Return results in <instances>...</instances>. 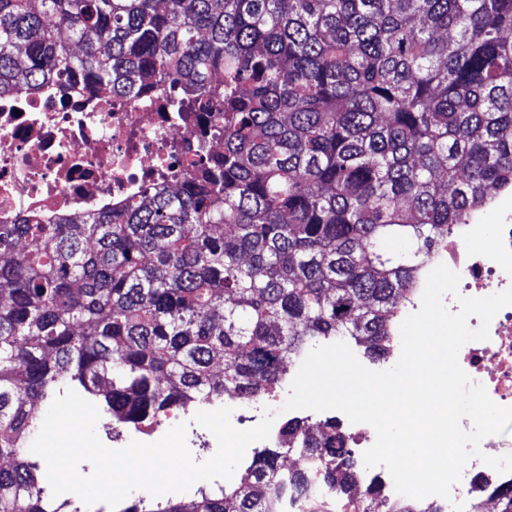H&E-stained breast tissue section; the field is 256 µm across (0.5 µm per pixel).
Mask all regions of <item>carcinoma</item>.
<instances>
[{"label":"carcinoma","mask_w":512,"mask_h":512,"mask_svg":"<svg viewBox=\"0 0 512 512\" xmlns=\"http://www.w3.org/2000/svg\"><path fill=\"white\" fill-rule=\"evenodd\" d=\"M38 2L0 0V96L162 92L224 149L176 159V190L0 224V512H80L26 457L34 401L79 388L137 429L267 395L320 343L381 358L452 231L512 195V0ZM325 427L281 430L314 472L264 448L196 499L119 512H273L290 487L348 497L356 462ZM381 489L367 485L365 512Z\"/></svg>","instance_id":"1"}]
</instances>
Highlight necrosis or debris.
<instances>
[{
    "mask_svg": "<svg viewBox=\"0 0 512 512\" xmlns=\"http://www.w3.org/2000/svg\"><path fill=\"white\" fill-rule=\"evenodd\" d=\"M198 131L166 111L164 98L146 94L129 101L93 97L48 86L0 98V224L59 218L116 203L141 183L168 182L173 150L192 154ZM441 263L460 276L462 295L483 297L512 287V219L502 224L460 225ZM490 338L463 345L458 359L471 379L498 405L512 407V306L493 318ZM452 488V501L431 496L419 512L471 499L484 506L493 491L512 487V472L498 473L484 456L512 454V433L481 442Z\"/></svg>",
    "mask_w": 512,
    "mask_h": 512,
    "instance_id": "4bbe7bcc",
    "label": "necrosis or debris"
}]
</instances>
